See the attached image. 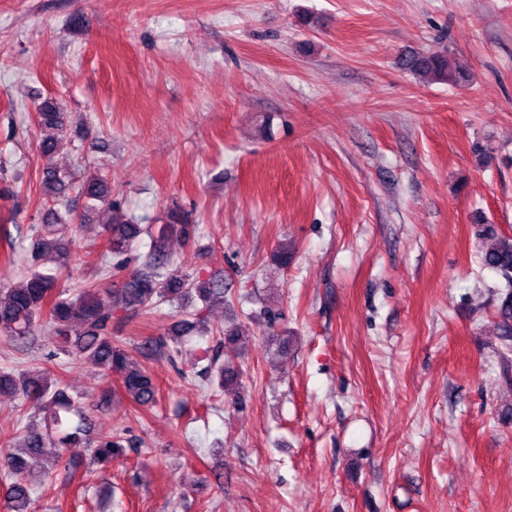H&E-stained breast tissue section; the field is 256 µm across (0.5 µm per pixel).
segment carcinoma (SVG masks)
<instances>
[{"label": "carcinoma", "instance_id": "cac0c4a2", "mask_svg": "<svg viewBox=\"0 0 512 512\" xmlns=\"http://www.w3.org/2000/svg\"><path fill=\"white\" fill-rule=\"evenodd\" d=\"M416 74L427 75L435 80L446 81L451 77L448 55L443 52H427L415 55L407 63ZM40 125L63 129V112L51 101L39 108ZM77 178V173L48 168L42 173L45 196L61 203ZM81 191L90 201H104L108 197L107 182L98 174H84ZM86 221V215H78L65 207V215L50 209L43 215L39 235L32 248V258L38 269L31 272L17 286H0V337L24 347L33 340V328L37 322H46L52 335L58 337L63 347L75 353L80 360L94 365L107 375L118 377L124 394L137 406L149 408L156 401L158 387L152 376L139 364L129 359L124 346L112 340L108 327L117 310L146 311L158 303L184 305L193 298L204 303L224 299V287L212 278L198 276L178 277L166 271L170 258L165 253V238L169 229H177L185 241H190L193 229L183 214H169L167 226L155 240L154 251L146 263L148 271L129 276L119 288L113 290L112 307L106 309L97 297L98 290L89 287L74 296L58 289L61 271L71 262L70 240L66 231L72 224ZM110 244L109 253L122 255L141 234V225L131 221L116 220L104 226ZM107 253V254H109ZM107 254L99 256L103 262ZM484 266L500 273L508 287L512 288V235L500 236L495 246L481 258ZM503 323L500 331L505 347L512 346V292L506 294L500 309ZM224 339V363L214 365L211 382L220 390L239 384L241 371L233 364L235 345L243 332L237 327L222 330ZM0 394L20 397L44 413L45 425L57 431V440L47 442V433L30 427L23 437L22 447L31 455L48 454L51 466L62 461L65 448L79 444L80 428L73 431L63 428L66 415L79 413L80 406L62 386V380L47 369L15 374L0 371ZM123 454L122 437L106 436L94 446L93 456L100 461H110ZM27 460L12 452L0 455V489L8 506V512H30L31 486L25 478Z\"/></svg>", "mask_w": 512, "mask_h": 512}]
</instances>
